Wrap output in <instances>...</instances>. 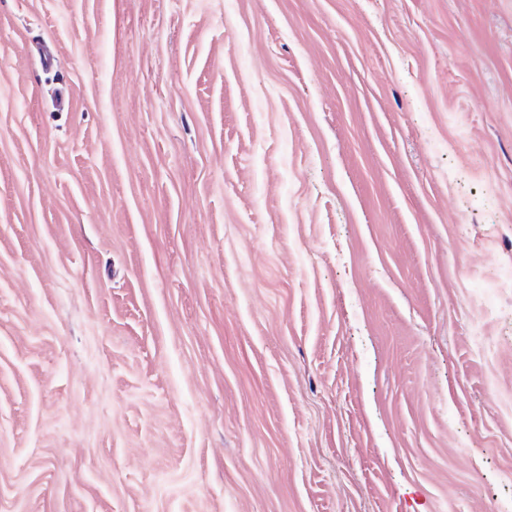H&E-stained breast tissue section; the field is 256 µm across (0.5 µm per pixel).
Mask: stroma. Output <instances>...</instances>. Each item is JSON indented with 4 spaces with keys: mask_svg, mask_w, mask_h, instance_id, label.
Wrapping results in <instances>:
<instances>
[{
    "mask_svg": "<svg viewBox=\"0 0 512 512\" xmlns=\"http://www.w3.org/2000/svg\"><path fill=\"white\" fill-rule=\"evenodd\" d=\"M511 264L512 0H0V512H512Z\"/></svg>",
    "mask_w": 512,
    "mask_h": 512,
    "instance_id": "stroma-1",
    "label": "stroma"
}]
</instances>
